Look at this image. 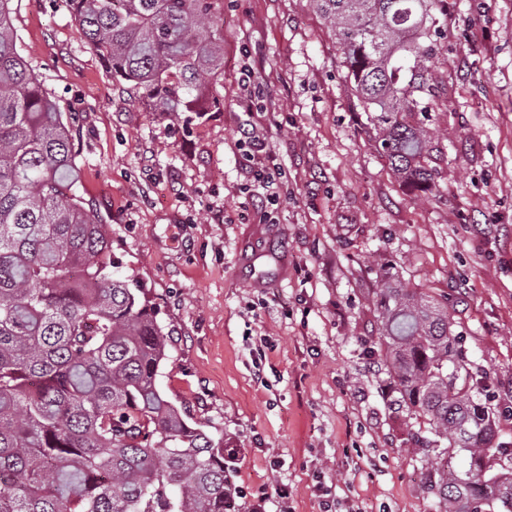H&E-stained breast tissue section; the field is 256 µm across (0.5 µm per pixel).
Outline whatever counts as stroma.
Masks as SVG:
<instances>
[{
  "label": "stroma",
  "mask_w": 512,
  "mask_h": 512,
  "mask_svg": "<svg viewBox=\"0 0 512 512\" xmlns=\"http://www.w3.org/2000/svg\"><path fill=\"white\" fill-rule=\"evenodd\" d=\"M435 186L374 149L311 0H224L219 111L153 112L114 87L64 0H15L18 43L68 118L84 199L170 331L161 391L227 448L267 512H440L419 424L376 354L388 270L448 304L512 406V0H438ZM250 69L261 84L240 82ZM265 149L246 158L247 131ZM283 172L277 203L253 179ZM287 484L280 503L275 490Z\"/></svg>",
  "instance_id": "obj_1"
}]
</instances>
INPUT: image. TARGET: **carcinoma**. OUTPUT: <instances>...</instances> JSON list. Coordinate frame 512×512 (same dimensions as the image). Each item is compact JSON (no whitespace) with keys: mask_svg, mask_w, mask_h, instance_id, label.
Listing matches in <instances>:
<instances>
[{"mask_svg":"<svg viewBox=\"0 0 512 512\" xmlns=\"http://www.w3.org/2000/svg\"><path fill=\"white\" fill-rule=\"evenodd\" d=\"M0 0V512H225L224 448L158 386L169 332L73 177L69 121ZM113 83L153 112L219 108L224 0H66ZM379 155L434 186L428 64L436 0H313ZM384 370L428 424L425 493L443 512H512V448L489 375L448 305L388 271L373 293Z\"/></svg>","mask_w":512,"mask_h":512,"instance_id":"carcinoma-1","label":"carcinoma"}]
</instances>
